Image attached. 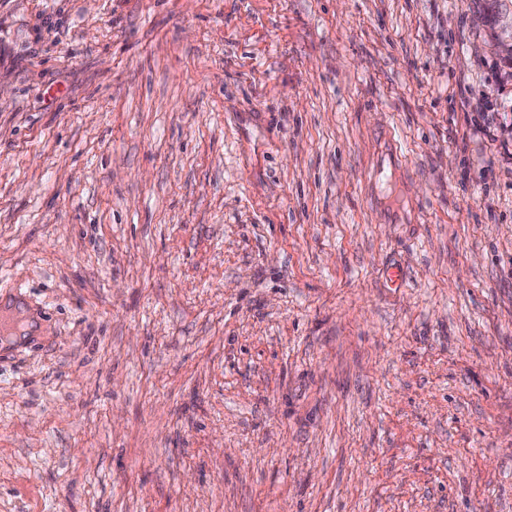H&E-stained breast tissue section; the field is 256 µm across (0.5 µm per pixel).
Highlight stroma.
Segmentation results:
<instances>
[{
  "mask_svg": "<svg viewBox=\"0 0 512 512\" xmlns=\"http://www.w3.org/2000/svg\"><path fill=\"white\" fill-rule=\"evenodd\" d=\"M474 14L0 0V512H512Z\"/></svg>",
  "mask_w": 512,
  "mask_h": 512,
  "instance_id": "1",
  "label": "stroma"
}]
</instances>
